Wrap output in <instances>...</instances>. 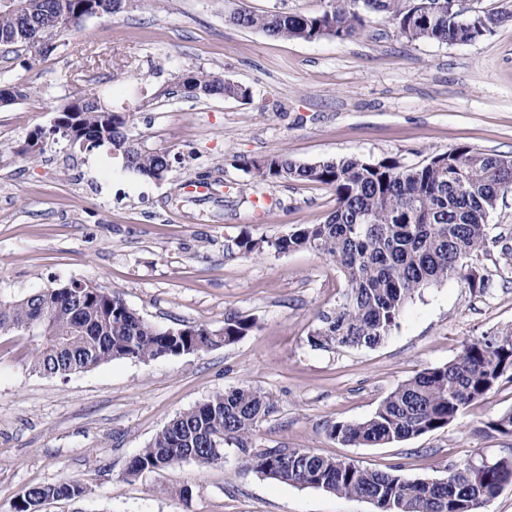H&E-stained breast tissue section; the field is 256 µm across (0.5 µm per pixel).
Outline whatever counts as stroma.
Wrapping results in <instances>:
<instances>
[{
  "mask_svg": "<svg viewBox=\"0 0 512 512\" xmlns=\"http://www.w3.org/2000/svg\"><path fill=\"white\" fill-rule=\"evenodd\" d=\"M258 13L314 14L327 0H150L91 17L35 65L0 55V84L31 94L0 108V298L91 281L162 329L256 326L235 343L142 362L113 360L66 378L29 365L31 339L0 336V512L33 485L76 480L77 502L44 512H379L371 502L289 485L245 467L234 446L210 464L185 460L132 476V459L175 416L242 386L273 394L259 448H306L372 470L440 480L452 466L512 458V434L489 423L512 411V380L448 427L382 447L330 437L371 416L422 370L464 342L512 329V190L487 218L491 243L468 265L488 292L459 278L415 294L373 348L320 349L307 339L345 290L336 267L308 250L246 254L243 237L273 240L324 221L335 204L319 184L267 182L250 163L285 153L300 163L357 156L405 166L465 144L512 156V21L483 39L408 41L375 16L366 31L308 42L226 25L239 4ZM185 70L224 74L251 97L175 94ZM133 112L132 137L168 149L162 180L125 170L110 145L50 135L58 107L87 87Z\"/></svg>",
  "mask_w": 512,
  "mask_h": 512,
  "instance_id": "stroma-1",
  "label": "stroma"
}]
</instances>
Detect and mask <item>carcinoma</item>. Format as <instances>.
I'll use <instances>...</instances> for the list:
<instances>
[{
    "mask_svg": "<svg viewBox=\"0 0 512 512\" xmlns=\"http://www.w3.org/2000/svg\"><path fill=\"white\" fill-rule=\"evenodd\" d=\"M27 7H0V46L26 47L41 28L61 35L95 16L121 10L127 0H24ZM389 15L409 41L448 45L471 43L494 32L512 15L482 11L465 20L448 11V0H328L310 15L258 14L241 5L225 15L232 26L256 29L283 39L346 40L364 31L377 14ZM177 82L189 98L247 99V87L219 73L186 70ZM90 88L59 109V134L89 150L104 142L123 167L145 179L160 180L171 168L168 150H146L129 134L132 113L116 112ZM263 181L325 185L335 205L320 224L295 228L267 244L245 238L246 254L264 247L278 253L311 250L342 272L346 288L336 309L322 313L308 334L316 348L379 345L398 325L405 304L421 289L450 277L484 292L489 281L466 269L465 260L489 243L487 217L499 196L512 188V157L459 145L407 168L394 160L377 163L358 157L299 163L286 154L251 162ZM255 321L229 311L223 334L187 326L171 338L130 309L117 290L91 281H72L19 300L0 299V336L27 333L35 342L33 371L66 378L112 360H154L179 356L203 345L234 343ZM512 379V330L466 342L452 361L427 368L391 392L368 418L337 423L330 436L353 446H382L447 427L502 378ZM273 396L243 386L213 396L172 419L140 450L129 475L170 467L184 460L209 464L233 445L242 463L280 482L376 502L380 512H480L481 503L512 485V461L486 466L468 461L448 469L443 480H409L395 471L370 470L304 448H257L254 432L274 411ZM85 487L68 480L28 488L11 512H43L51 501L76 500Z\"/></svg>",
    "mask_w": 512,
    "mask_h": 512,
    "instance_id": "carcinoma-1",
    "label": "carcinoma"
}]
</instances>
